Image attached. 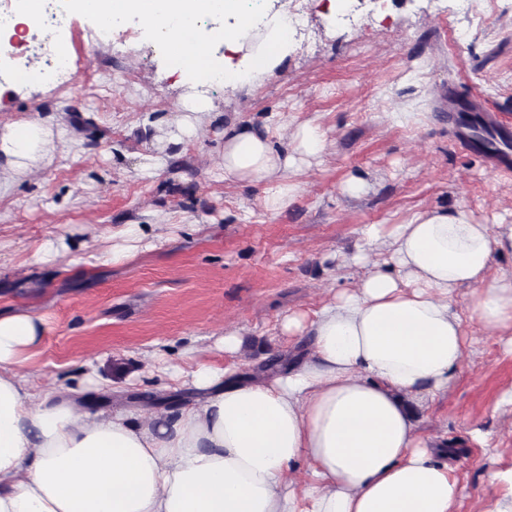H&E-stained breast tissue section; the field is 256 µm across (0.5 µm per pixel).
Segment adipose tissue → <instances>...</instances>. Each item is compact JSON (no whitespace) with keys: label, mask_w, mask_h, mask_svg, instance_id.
I'll return each instance as SVG.
<instances>
[{"label":"adipose tissue","mask_w":512,"mask_h":512,"mask_svg":"<svg viewBox=\"0 0 512 512\" xmlns=\"http://www.w3.org/2000/svg\"><path fill=\"white\" fill-rule=\"evenodd\" d=\"M292 0H275L256 26L239 0H68L95 20L138 18L168 50L179 83L183 131L219 120L198 94L211 72L224 87L253 88L294 50ZM217 20L209 35L187 28ZM231 56L217 62L215 45ZM224 122L226 180L286 208L297 174L328 142L313 121L288 145L269 126ZM53 128L0 127V161L16 172L45 165ZM511 224H477L442 208L405 224H371L347 257L355 282L339 285L313 314L280 329L306 342L287 369L247 380L236 366L198 362L194 401L160 415L104 411L91 378L34 387L21 366L45 333L41 317L0 313V512H455L456 452L422 435L418 409L447 391L478 323L512 354ZM465 310H458L459 294Z\"/></svg>","instance_id":"ef3b65f1"}]
</instances>
